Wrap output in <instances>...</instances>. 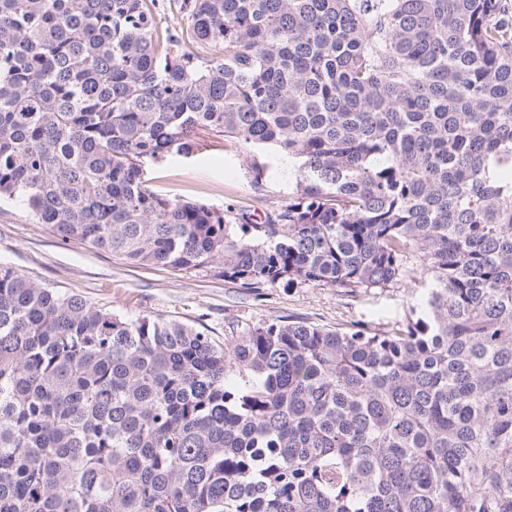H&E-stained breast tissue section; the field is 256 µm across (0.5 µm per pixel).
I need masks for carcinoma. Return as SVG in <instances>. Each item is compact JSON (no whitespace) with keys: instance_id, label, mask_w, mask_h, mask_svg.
<instances>
[{"instance_id":"carcinoma-1","label":"carcinoma","mask_w":512,"mask_h":512,"mask_svg":"<svg viewBox=\"0 0 512 512\" xmlns=\"http://www.w3.org/2000/svg\"><path fill=\"white\" fill-rule=\"evenodd\" d=\"M178 6L0 0V199L254 291L410 274L422 314L218 343L0 264V512H512V0ZM206 131L294 165L243 238L145 184ZM157 21L161 27L178 28L183 24L181 14L176 9L175 0H159L156 2Z\"/></svg>"}]
</instances>
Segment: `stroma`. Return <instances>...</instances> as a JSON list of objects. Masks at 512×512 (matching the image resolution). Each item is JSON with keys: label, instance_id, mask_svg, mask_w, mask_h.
<instances>
[{"label": "stroma", "instance_id": "stroma-1", "mask_svg": "<svg viewBox=\"0 0 512 512\" xmlns=\"http://www.w3.org/2000/svg\"><path fill=\"white\" fill-rule=\"evenodd\" d=\"M190 157L174 156L147 168L152 190L171 198L200 199L214 207L263 218L286 204L295 171L272 149L256 150L216 132ZM265 166L256 181L252 159ZM32 280L77 293L126 317L142 314L177 320L223 340L241 323L274 318L307 320L349 331L365 324L379 332L404 326L422 311L423 288L403 277L384 289L300 285L267 287L261 293L224 281L213 270L177 271L133 267L88 243L58 238L37 223L21 199L0 201V264Z\"/></svg>", "mask_w": 512, "mask_h": 512}]
</instances>
